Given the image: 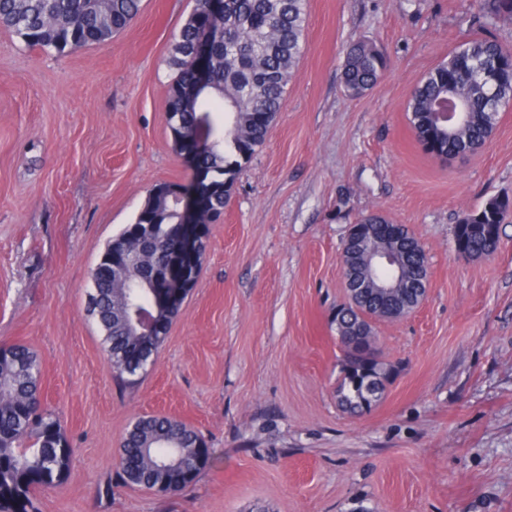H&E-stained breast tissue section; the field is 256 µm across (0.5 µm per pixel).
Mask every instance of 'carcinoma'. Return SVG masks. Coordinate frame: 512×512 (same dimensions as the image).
Listing matches in <instances>:
<instances>
[{
  "mask_svg": "<svg viewBox=\"0 0 512 512\" xmlns=\"http://www.w3.org/2000/svg\"><path fill=\"white\" fill-rule=\"evenodd\" d=\"M209 0L194 7L174 36L167 64L174 72L167 97V127L171 138L187 137L197 116L209 124L210 142L199 157L216 187L212 208L221 213L243 163L265 142L268 129L281 112L289 78L304 51L307 0H221L219 14L206 13ZM473 23L485 30L512 23V0H473ZM141 0H0V27L10 30L29 48L65 53L102 45L125 30L139 15ZM213 38L206 80L187 103L177 90L199 82L192 57L204 25ZM497 63L487 79L476 75L479 64ZM387 57L374 44L361 40L347 49L343 84L353 96L363 94L381 78ZM453 80L457 113L453 138L431 127L435 140L427 152L446 159L460 149L483 141L501 109L512 103V49L488 34L466 40L448 60L430 70L414 88L406 112L439 111ZM512 210V199L491 198L458 219L455 241L475 259L494 255L500 246L501 224ZM178 215L167 209L155 187L135 218L107 245L91 272L86 312L100 326L115 377L123 384L146 370L163 337L132 336L123 317L129 303L147 305L169 295L165 282L148 291L136 279L112 274V258L135 253L139 274L158 268L177 240L166 235ZM406 281H420L419 240L404 229L399 242ZM408 299H371L357 310L349 302L336 308L339 333L365 322L366 336L340 340L344 350L342 378L336 389L338 405L353 415L363 413V387L369 381L380 395L395 366L384 362L377 348L375 320L392 312L410 311ZM210 448L186 424L160 415L137 418L123 437L117 459L125 484L165 494H177L193 484L206 468ZM70 448L59 421L43 407L40 363L29 347L14 344L0 349V512H38L36 492L66 476Z\"/></svg>",
  "mask_w": 512,
  "mask_h": 512,
  "instance_id": "1",
  "label": "carcinoma"
}]
</instances>
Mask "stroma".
<instances>
[{
    "label": "stroma",
    "mask_w": 512,
    "mask_h": 512,
    "mask_svg": "<svg viewBox=\"0 0 512 512\" xmlns=\"http://www.w3.org/2000/svg\"><path fill=\"white\" fill-rule=\"evenodd\" d=\"M471 0H308L305 49L265 143L209 227L198 283L135 385L114 378L86 312L89 273L149 191L188 182L166 122L168 49L193 0H142L125 31L59 54L0 28V345L41 363L74 450L40 512H512V214L488 258L458 218L512 197V105L476 155L424 152L413 88L471 31ZM390 64L352 97L347 47ZM380 214L429 258L422 304L379 320L397 375L372 410L338 406L348 229ZM198 431L208 467L170 495L123 485L132 421Z\"/></svg>",
    "instance_id": "35a3bbf8"
}]
</instances>
